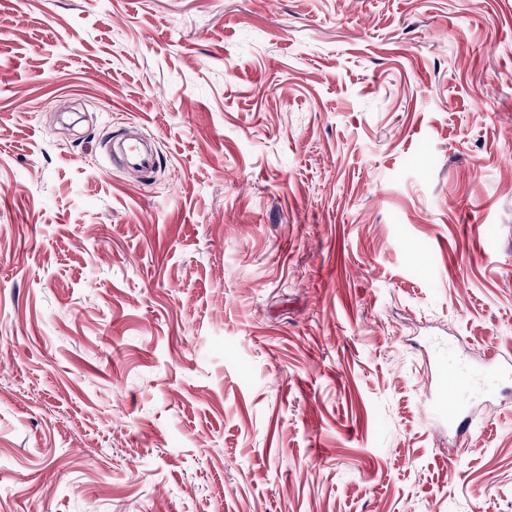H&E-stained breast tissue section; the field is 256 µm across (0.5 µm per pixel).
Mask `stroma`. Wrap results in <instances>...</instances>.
Instances as JSON below:
<instances>
[{
  "label": "stroma",
  "instance_id": "35a3bbf8",
  "mask_svg": "<svg viewBox=\"0 0 512 512\" xmlns=\"http://www.w3.org/2000/svg\"><path fill=\"white\" fill-rule=\"evenodd\" d=\"M508 351L512 0H0V512H512ZM123 156H113L111 153V161L118 167H124L125 165L140 169L142 176H148L152 174L157 165L156 155L147 147L141 143L135 149H129L126 146L122 150ZM463 384L453 373L439 371L436 373V389L431 397L432 412L437 417H442L448 412V424L455 426L458 438L462 439L473 427L472 421L466 417H460L461 412L455 416L451 412L456 410L455 393Z\"/></svg>",
  "mask_w": 512,
  "mask_h": 512
}]
</instances>
